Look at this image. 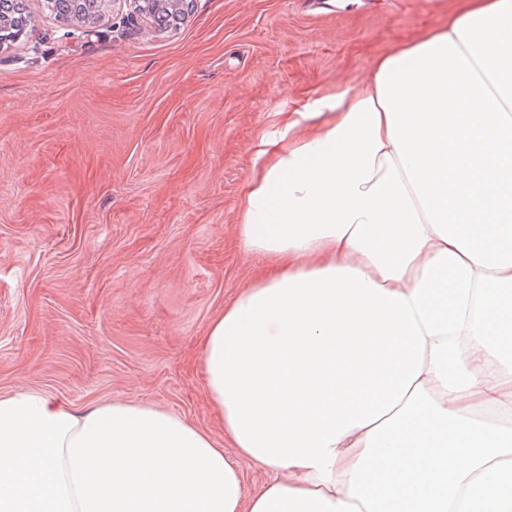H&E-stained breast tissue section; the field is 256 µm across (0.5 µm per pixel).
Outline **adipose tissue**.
<instances>
[{
  "instance_id": "obj_1",
  "label": "adipose tissue",
  "mask_w": 512,
  "mask_h": 512,
  "mask_svg": "<svg viewBox=\"0 0 512 512\" xmlns=\"http://www.w3.org/2000/svg\"><path fill=\"white\" fill-rule=\"evenodd\" d=\"M236 233L269 269L202 341L225 446L20 388L0 512H512V0L288 113Z\"/></svg>"
}]
</instances>
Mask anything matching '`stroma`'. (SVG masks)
Listing matches in <instances>:
<instances>
[{"label":"stroma","mask_w":512,"mask_h":512,"mask_svg":"<svg viewBox=\"0 0 512 512\" xmlns=\"http://www.w3.org/2000/svg\"><path fill=\"white\" fill-rule=\"evenodd\" d=\"M25 2L0 48V394L146 403L223 441L200 343L266 267L235 232L260 138L451 0H196L175 30L90 32ZM6 16L8 17L7 21L2 27H0V30L1 28L3 30V33L0 34V36L5 38L17 37L32 22V16L29 13H26L22 1L13 9L12 12L8 13V15H4L3 17L7 18Z\"/></svg>","instance_id":"obj_1"}]
</instances>
